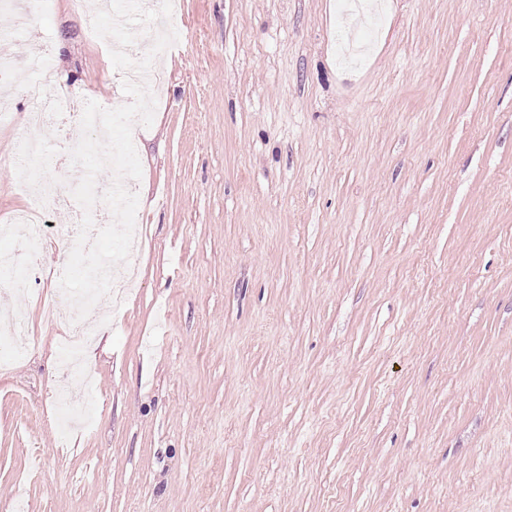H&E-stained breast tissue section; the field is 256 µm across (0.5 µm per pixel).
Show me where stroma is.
<instances>
[{
  "mask_svg": "<svg viewBox=\"0 0 512 512\" xmlns=\"http://www.w3.org/2000/svg\"><path fill=\"white\" fill-rule=\"evenodd\" d=\"M70 0L51 43L71 109L127 101ZM142 164L138 286L82 363L97 419L60 433L61 330L41 297L73 246L50 216L0 372V512H512V0H181ZM0 225L46 90L6 82Z\"/></svg>",
  "mask_w": 512,
  "mask_h": 512,
  "instance_id": "35a3bbf8",
  "label": "stroma"
}]
</instances>
